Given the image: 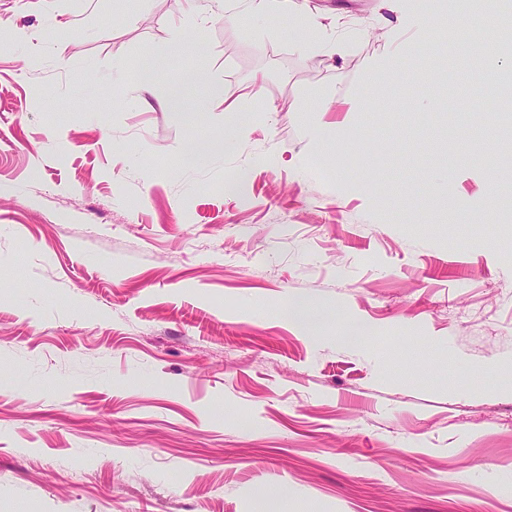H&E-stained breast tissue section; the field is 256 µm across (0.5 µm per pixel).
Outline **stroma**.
Returning a JSON list of instances; mask_svg holds the SVG:
<instances>
[{
	"label": "stroma",
	"instance_id": "obj_1",
	"mask_svg": "<svg viewBox=\"0 0 512 512\" xmlns=\"http://www.w3.org/2000/svg\"><path fill=\"white\" fill-rule=\"evenodd\" d=\"M449 5L0 0V512H512V113ZM277 314L310 331L320 329L330 317L329 313L304 299L288 302Z\"/></svg>",
	"mask_w": 512,
	"mask_h": 512
}]
</instances>
